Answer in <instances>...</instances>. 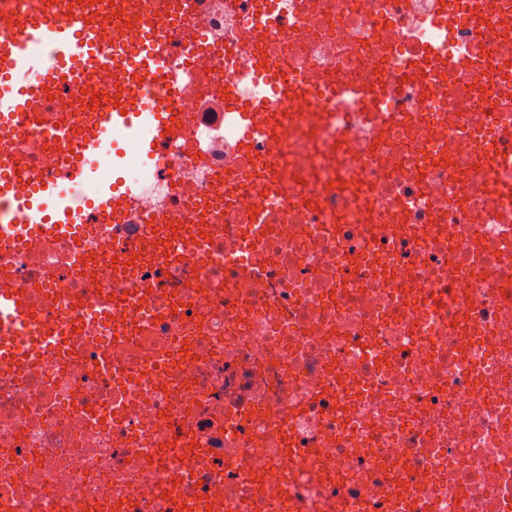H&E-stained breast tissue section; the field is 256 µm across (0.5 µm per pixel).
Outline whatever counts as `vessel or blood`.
Wrapping results in <instances>:
<instances>
[{"mask_svg":"<svg viewBox=\"0 0 512 512\" xmlns=\"http://www.w3.org/2000/svg\"><path fill=\"white\" fill-rule=\"evenodd\" d=\"M111 0H81L63 10L60 0H26L23 27L0 32V135L12 136L15 120L24 112L44 105L49 92L83 83L88 66L105 67L119 74V103H105L97 110L82 138L61 133L74 174L96 183L100 198L115 185L100 168L111 163L116 138L124 129L140 125L147 134L146 146L155 149L165 142L169 124L161 107H135L133 100L145 79L164 75L168 24L149 13L134 24L135 42L117 38L102 44L95 14L104 12ZM69 192L38 173L17 176L6 152H0V224H25L40 231L73 224ZM20 291L0 288V321L21 317Z\"/></svg>","mask_w":512,"mask_h":512,"instance_id":"vessel-or-blood-1","label":"vessel or blood"}]
</instances>
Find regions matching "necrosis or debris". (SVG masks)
I'll use <instances>...</instances> for the list:
<instances>
[{"label": "necrosis or debris", "instance_id": "necrosis-or-debris-1", "mask_svg": "<svg viewBox=\"0 0 512 512\" xmlns=\"http://www.w3.org/2000/svg\"><path fill=\"white\" fill-rule=\"evenodd\" d=\"M165 73L131 204L0 236V512H512V0H190ZM286 74L329 123L225 122ZM20 301V305H17ZM21 317L20 291L15 287L0 288V321L16 323Z\"/></svg>", "mask_w": 512, "mask_h": 512}]
</instances>
